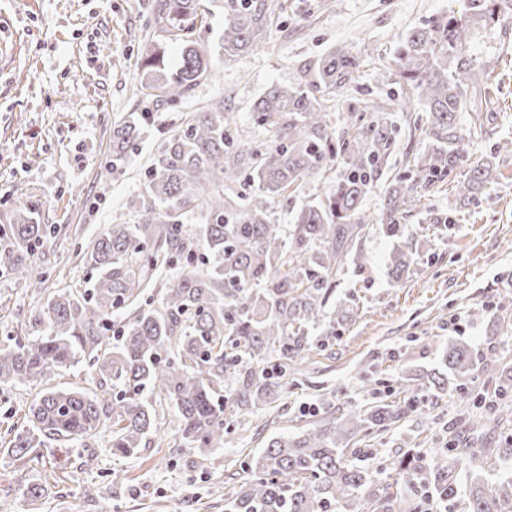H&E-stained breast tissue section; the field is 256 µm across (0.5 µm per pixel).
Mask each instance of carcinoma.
<instances>
[{"instance_id": "obj_1", "label": "carcinoma", "mask_w": 512, "mask_h": 512, "mask_svg": "<svg viewBox=\"0 0 512 512\" xmlns=\"http://www.w3.org/2000/svg\"><path fill=\"white\" fill-rule=\"evenodd\" d=\"M462 2L461 12H446L409 32L394 53L397 84L419 98L431 144L411 155L408 173L391 183L374 214L365 210V199L391 154L392 113L385 103L368 104L351 113L334 137V113L322 102L355 81L362 60L350 49L329 52L300 83L273 85L255 102V123L271 133L262 150L233 136L235 116L219 105L193 113L169 136L147 172L145 190L131 201L135 222L109 225L87 253V266L98 270L91 286L50 293L38 314L45 329L0 345V390L48 382L83 356L101 388L95 395L79 387L45 389L29 406L26 426L9 440L8 454L31 462L50 442L83 448L107 427L112 453L132 457L158 431L167 406L177 413L181 447L202 454L232 441L229 411L279 395L286 386L282 376L258 373L255 366L273 358L297 370L309 346L308 327L326 317L338 271L349 261L366 269L361 242L368 226L382 224L396 236L423 192L462 165L465 142L483 134L474 98L488 90L489 76L469 55V44L475 28L512 11V0ZM272 12L271 0H240L224 25L219 53L231 58L251 48ZM201 16V0H155L158 35L138 60L140 93L175 101L211 76L210 50L192 38ZM171 42L180 47L175 69L167 66ZM462 112L474 113L466 128L458 121ZM136 131L134 122L113 127L106 172L126 161ZM333 163V191L301 205L283 235L272 223L270 200L319 178ZM497 178L494 163L481 162L458 183V197L468 201ZM240 181L250 188L243 209L231 189ZM195 215L201 223L187 224ZM50 235L51 226L40 223L39 203L27 202L0 228V268L18 280L32 278L26 259ZM182 257L174 274L160 278L159 302L143 299L158 270ZM390 260L399 281L409 272L411 248L402 244ZM445 361L447 372L422 374L419 386L436 394L448 389L449 379L461 382L471 374L465 345L448 344ZM229 378L234 386L226 395ZM511 381L512 375L502 377V400L493 404L502 420L512 418ZM410 409L387 403L338 416L328 408L311 429L269 439L246 462L249 477L224 498V512H404L420 508V491L445 504L461 498L459 512H512V476H475L462 492L456 485L459 463L479 470L488 451L512 465V442L428 455L411 448L383 478L359 463L355 449L341 447Z\"/></svg>"}]
</instances>
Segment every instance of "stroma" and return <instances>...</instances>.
<instances>
[{
  "mask_svg": "<svg viewBox=\"0 0 512 512\" xmlns=\"http://www.w3.org/2000/svg\"><path fill=\"white\" fill-rule=\"evenodd\" d=\"M452 0H273L260 43L231 59L212 58L213 75L192 97L175 102L140 94L137 57L155 28V0H0V225L17 207L41 203L42 223L55 232L28 257L35 278L0 277V342L33 332L43 295L86 288L87 265L77 250L98 231L132 220L131 200L165 136L178 132L192 112L217 102L235 112L234 134L256 145L266 133L252 117L255 101L273 84L293 86L325 53L349 47L364 64L346 91L330 94L337 122L362 102L400 97L390 66L401 36L446 12ZM470 52L490 74L481 109L489 122L470 139L468 160L444 184L429 188L422 204L442 223L407 218L401 238L372 227L362 240L366 271L345 265L328 303L354 305L352 319L334 333L314 331L302 372L288 375V390L270 404L236 416L229 447L209 451L198 468L197 451L182 448L174 414L132 458H119L101 432L84 448L61 456L44 448L38 461L21 464L0 454V501L7 512H224V496L246 476L249 452L273 436L298 433L321 418L325 406L363 410L397 397L400 377L438 367L449 344L467 346L474 362L495 357V372L512 370V332L497 333L499 301L512 297V154L494 153L512 138V15L474 31ZM136 121L141 135L125 166L105 173L112 158V128ZM494 157L497 184L464 204L455 185L472 166ZM425 233L429 244L416 242ZM412 242L408 275L389 274L395 241ZM495 373L474 369L463 387L439 396L418 389L413 412L386 428L349 442L369 468L385 472L409 448L445 447L460 419L482 417L484 437H512V421L496 420L477 404L492 394ZM44 385L0 393V434L20 429ZM126 476L111 481L112 471ZM41 487L38 501L24 494Z\"/></svg>",
  "mask_w": 512,
  "mask_h": 512,
  "instance_id": "35a3bbf8",
  "label": "stroma"
}]
</instances>
